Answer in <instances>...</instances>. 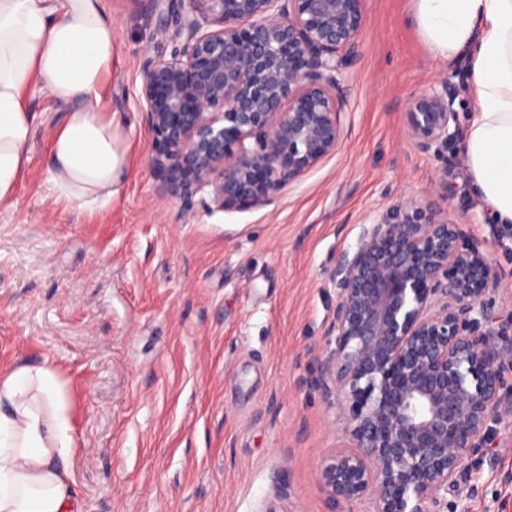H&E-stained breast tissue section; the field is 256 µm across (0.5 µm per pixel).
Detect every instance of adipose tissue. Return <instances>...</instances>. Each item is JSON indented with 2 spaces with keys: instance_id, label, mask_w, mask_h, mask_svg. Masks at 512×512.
<instances>
[{
  "instance_id": "adipose-tissue-1",
  "label": "adipose tissue",
  "mask_w": 512,
  "mask_h": 512,
  "mask_svg": "<svg viewBox=\"0 0 512 512\" xmlns=\"http://www.w3.org/2000/svg\"><path fill=\"white\" fill-rule=\"evenodd\" d=\"M435 57L467 54L477 111L465 139L474 192L512 225V0H416ZM114 66L108 0H0V205L27 170L39 88L68 105L50 143L57 201L106 206L127 172L125 132L102 87ZM81 453L62 386L48 364L0 373V512H81L73 496Z\"/></svg>"
}]
</instances>
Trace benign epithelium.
<instances>
[{"instance_id":"benign-epithelium-1","label":"benign epithelium","mask_w":512,"mask_h":512,"mask_svg":"<svg viewBox=\"0 0 512 512\" xmlns=\"http://www.w3.org/2000/svg\"><path fill=\"white\" fill-rule=\"evenodd\" d=\"M367 0H166L176 43L143 65L147 114L165 188L208 192L224 211L266 206L336 153V91L358 54ZM407 132L424 152L458 140L443 77L412 96ZM336 288L325 359L346 443L322 462L337 501L369 512H442L468 482L466 459L491 424L512 428L502 370L512 342L482 330L487 293L509 294L492 252L422 199L364 218Z\"/></svg>"}]
</instances>
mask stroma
Masks as SVG:
<instances>
[{
  "mask_svg": "<svg viewBox=\"0 0 512 512\" xmlns=\"http://www.w3.org/2000/svg\"><path fill=\"white\" fill-rule=\"evenodd\" d=\"M114 72L104 102L125 124L126 180L102 208L69 209L48 179L67 108L39 89L31 160L0 206V370L49 361L83 454L82 512H367L319 480L341 445L323 360L338 258L362 218L410 198L461 220L512 282V236L474 195L462 144L421 152L405 105L448 77L467 128V55L434 57L415 0H369L359 54L340 90L337 152L270 204L218 209L166 192L137 105L150 38L148 0H109ZM468 512H512V430L469 458Z\"/></svg>",
  "mask_w": 512,
  "mask_h": 512,
  "instance_id": "35a3bbf8",
  "label": "stroma"
}]
</instances>
